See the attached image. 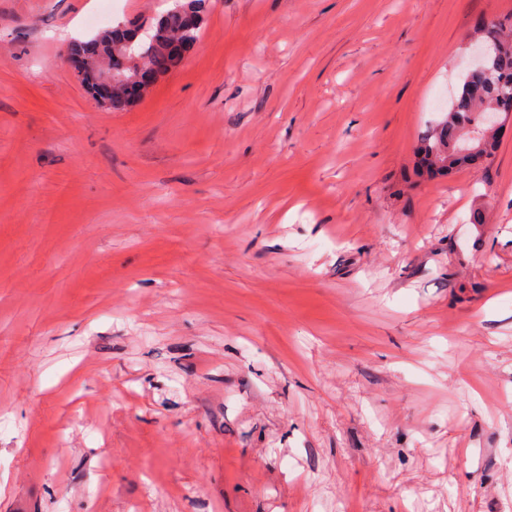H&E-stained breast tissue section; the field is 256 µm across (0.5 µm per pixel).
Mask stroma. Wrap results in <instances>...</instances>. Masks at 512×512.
<instances>
[{
  "mask_svg": "<svg viewBox=\"0 0 512 512\" xmlns=\"http://www.w3.org/2000/svg\"><path fill=\"white\" fill-rule=\"evenodd\" d=\"M157 2L0 0V512H512V128L415 170L512 0H211L96 105ZM169 6L151 20L153 31L144 40H137L131 48L121 44L123 39L119 26L112 27V36L107 45L99 43L97 55H91L84 49L82 40H74L71 46L73 67L89 97L99 106L118 109L133 103L121 85L128 83L140 65L154 64L161 68L167 61L169 50L178 41L184 50L193 48L199 38L203 21L205 0H170ZM177 6L183 8L177 10ZM113 45V50H112ZM121 45V46H119ZM112 56V67L107 63ZM112 71L116 85L112 91Z\"/></svg>",
  "mask_w": 512,
  "mask_h": 512,
  "instance_id": "1",
  "label": "stroma"
}]
</instances>
